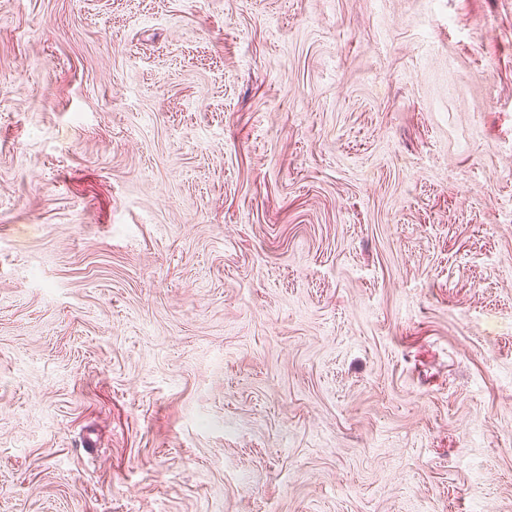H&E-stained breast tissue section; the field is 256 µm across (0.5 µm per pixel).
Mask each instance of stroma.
Here are the masks:
<instances>
[{"label":"stroma","mask_w":512,"mask_h":512,"mask_svg":"<svg viewBox=\"0 0 512 512\" xmlns=\"http://www.w3.org/2000/svg\"><path fill=\"white\" fill-rule=\"evenodd\" d=\"M0 512H512V0H0Z\"/></svg>","instance_id":"stroma-1"}]
</instances>
